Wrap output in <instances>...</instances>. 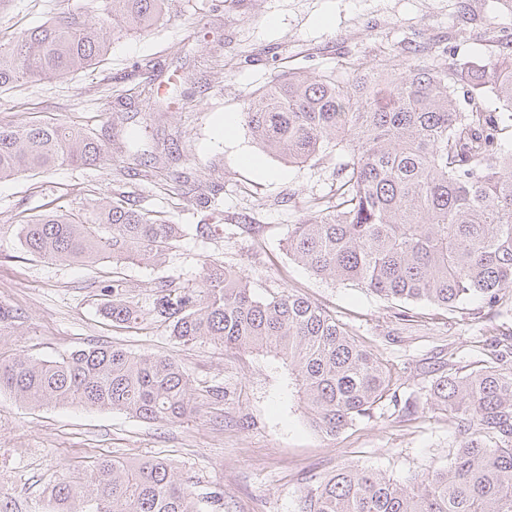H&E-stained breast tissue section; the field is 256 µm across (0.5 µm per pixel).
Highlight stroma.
Segmentation results:
<instances>
[{"instance_id":"35a3bbf8","label":"stroma","mask_w":512,"mask_h":512,"mask_svg":"<svg viewBox=\"0 0 512 512\" xmlns=\"http://www.w3.org/2000/svg\"><path fill=\"white\" fill-rule=\"evenodd\" d=\"M104 7V0H0V37L64 11ZM504 39L512 41V9L502 0H169L163 20L113 40L89 69L0 93L1 123L75 125L105 146L95 166L0 181V304L19 324L17 335L0 339V356L51 360L101 343L169 356L188 374L198 405L192 417L163 424L118 411L31 408L0 394V512H51L48 491L61 467L104 456L168 460L198 492L221 494L224 512H300L312 479L352 465L403 485L447 464L458 434L452 418L425 405L433 370L445 362L464 375L493 364V344L512 338V287L496 306L474 299L446 310L316 277L289 256L288 227L328 191L337 156L288 162L263 152L243 124L225 133L224 117L241 114L251 93L292 72L374 64L387 52L463 64L498 55ZM150 86L170 92L162 111L145 106ZM131 127L146 130L136 148L125 139ZM119 185L184 226L162 263H52L14 235L21 217L58 202L75 208ZM199 224L210 225L208 239L196 236ZM254 225L259 233H251ZM209 259L235 266L255 296L290 289L334 311L391 364L395 398L327 436L310 425L288 391L287 369L272 358L208 341L183 344L157 323L116 328L99 312V289L112 280L146 309L159 283H198ZM215 386L227 398H212ZM408 397L424 405L410 420L396 406Z\"/></svg>"}]
</instances>
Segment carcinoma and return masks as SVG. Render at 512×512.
I'll list each match as a JSON object with an SVG mask.
<instances>
[{
    "label": "carcinoma",
    "instance_id": "carcinoma-1",
    "mask_svg": "<svg viewBox=\"0 0 512 512\" xmlns=\"http://www.w3.org/2000/svg\"><path fill=\"white\" fill-rule=\"evenodd\" d=\"M168 0H106L102 12L61 13L0 43V90L66 78L101 61L112 39L146 32ZM348 77L290 76L250 98L242 118L261 148L292 163L336 149V185L288 225L287 250L322 279L355 283L400 302L442 308L466 299L489 305L512 286V155L504 119L512 112V52L461 67L391 55L378 65L346 63ZM104 145L90 131L50 121L0 123V180L57 166L96 164ZM181 228L118 187L78 209L25 216L16 236L51 262H160ZM198 288L163 281L147 310L121 284L100 289L112 325L147 321L182 343L209 340L265 353L288 368L311 425L335 436L374 410L394 385L378 353L329 310L282 291L253 296L239 271L202 265ZM0 305V339L17 334ZM496 365L432 381L430 404L452 415L459 443L448 464L414 477L407 490L379 472L350 466L309 486L301 512H512V348ZM30 407L82 406L176 423L197 411L191 383L173 358L114 345L54 360L17 354L0 361V393ZM56 512H201L196 486L165 459L100 457L63 467L50 490Z\"/></svg>",
    "mask_w": 512,
    "mask_h": 512
}]
</instances>
